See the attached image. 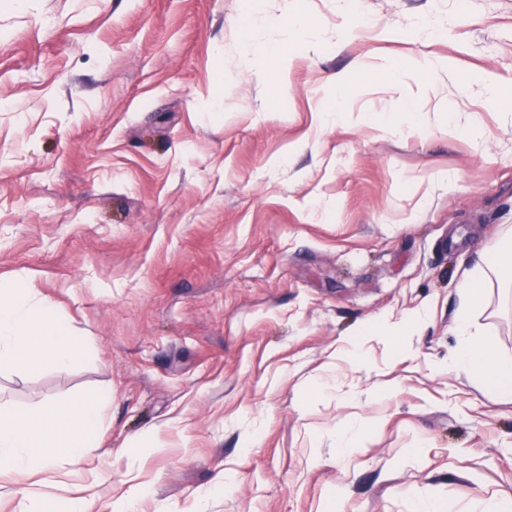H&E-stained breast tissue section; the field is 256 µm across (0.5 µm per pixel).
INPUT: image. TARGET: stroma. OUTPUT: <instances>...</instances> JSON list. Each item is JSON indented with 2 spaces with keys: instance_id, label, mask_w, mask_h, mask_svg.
Returning <instances> with one entry per match:
<instances>
[{
  "instance_id": "35a3bbf8",
  "label": "stroma",
  "mask_w": 512,
  "mask_h": 512,
  "mask_svg": "<svg viewBox=\"0 0 512 512\" xmlns=\"http://www.w3.org/2000/svg\"><path fill=\"white\" fill-rule=\"evenodd\" d=\"M272 44L279 84L242 51ZM511 229L512 0H0V284L94 348L0 373V402L112 392L45 498L512 506V399L452 363L464 276ZM473 323L512 357L511 291Z\"/></svg>"
}]
</instances>
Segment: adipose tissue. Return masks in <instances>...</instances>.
Instances as JSON below:
<instances>
[{"mask_svg":"<svg viewBox=\"0 0 512 512\" xmlns=\"http://www.w3.org/2000/svg\"><path fill=\"white\" fill-rule=\"evenodd\" d=\"M512 283V241L484 250L460 290L454 332L453 363L479 377L500 396H512V358L501 355L471 325L482 305L487 281ZM92 344L79 335L55 303L41 297L29 278L0 285V371L22 368L32 373L68 371L89 356ZM112 393L74 397L28 408L0 406V473L22 482L52 466L81 465L97 447Z\"/></svg>","mask_w":512,"mask_h":512,"instance_id":"adipose-tissue-1","label":"adipose tissue"}]
</instances>
